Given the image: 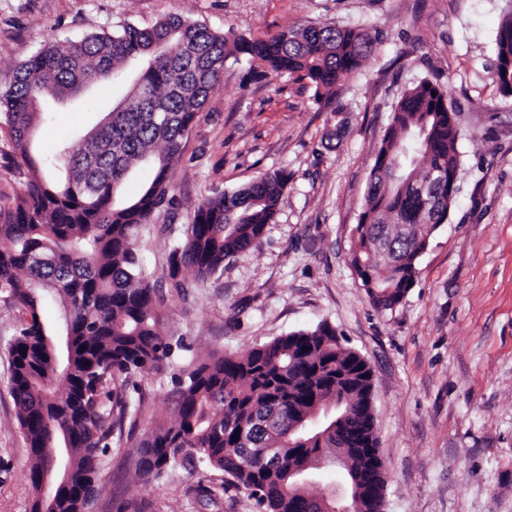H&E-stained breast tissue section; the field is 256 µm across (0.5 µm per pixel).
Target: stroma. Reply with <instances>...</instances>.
I'll use <instances>...</instances> for the list:
<instances>
[{"label": "stroma", "instance_id": "obj_1", "mask_svg": "<svg viewBox=\"0 0 512 512\" xmlns=\"http://www.w3.org/2000/svg\"><path fill=\"white\" fill-rule=\"evenodd\" d=\"M175 15L264 37L308 24L379 32L381 44L341 87L347 105L330 120L308 80L253 73L227 60L169 171L173 213L141 229L137 249L151 278L164 275L172 244L199 202L258 175L294 178L257 247L226 260L222 274L181 278L187 299L162 315L182 336L185 367L214 351L244 354L276 337L326 323L372 366L385 512H512V95L489 79L495 40L512 0H0V90L48 41L121 23L145 27ZM439 84L457 113L459 191L434 233L411 288L376 309L350 264L355 227L377 150L403 91ZM98 120L81 100L51 103L34 147ZM26 170L0 124V205L19 196ZM19 328L0 301V512H30V459L8 378ZM172 370L136 379L138 407L122 446L101 467L90 512H260L255 499L214 469L173 467L144 482L135 443L171 423ZM212 492L203 501L200 489Z\"/></svg>", "mask_w": 512, "mask_h": 512}]
</instances>
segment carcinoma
<instances>
[{"label":"carcinoma","instance_id":"cac0c4a2","mask_svg":"<svg viewBox=\"0 0 512 512\" xmlns=\"http://www.w3.org/2000/svg\"><path fill=\"white\" fill-rule=\"evenodd\" d=\"M378 42L377 34L327 23L248 38L173 16L150 27L125 24L51 41L18 66L14 82L0 91V121L29 174L15 202L0 207V299L20 323L8 350L9 385L31 462L30 512H87L103 457L121 447L114 429L135 410L125 390L186 349L181 337L160 329L167 303L187 296L181 270L205 280L256 246L293 178L274 170L243 190L203 200L168 253L167 281L145 275L139 228L173 205L169 170L219 88L228 57H245L262 75L309 80L315 101L334 118L344 111L339 88ZM108 79L126 85L125 93L87 134L60 147L64 164L30 154L46 96L74 99ZM491 79L512 94V18L497 33ZM458 136L438 84L425 80L402 93L371 172V223L356 225L351 255L379 309L401 302L419 258L448 219L454 196L431 174L458 171ZM141 165L152 168L153 178L126 198L125 181ZM50 292L62 306L59 325L40 320ZM174 382L175 422L136 444L143 479L203 463L245 488L262 512H301L303 494L312 512H327L318 505L324 494L297 489L294 473L311 474L323 458L344 451L343 486L361 479L359 512H382L386 471L374 433L372 370L336 328L323 323L292 332L246 355L213 354L179 370ZM331 400L341 407L327 417ZM238 430L246 431L243 443L235 439ZM241 448H282L284 462L266 469L243 458ZM52 454L72 486L45 500L39 476Z\"/></svg>","mask_w":512,"mask_h":512}]
</instances>
